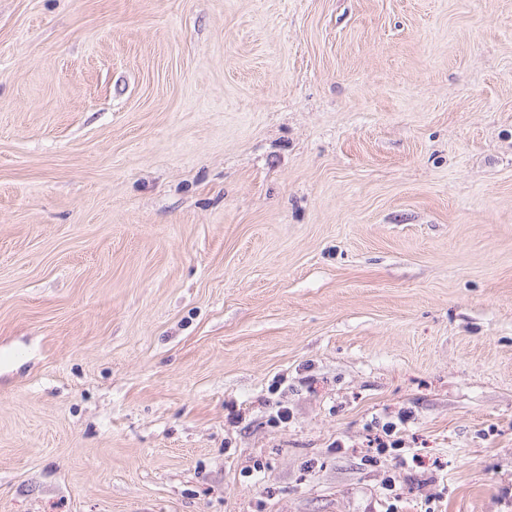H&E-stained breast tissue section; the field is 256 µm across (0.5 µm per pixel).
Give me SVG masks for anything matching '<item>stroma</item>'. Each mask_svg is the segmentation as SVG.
I'll list each match as a JSON object with an SVG mask.
<instances>
[{"mask_svg":"<svg viewBox=\"0 0 512 512\" xmlns=\"http://www.w3.org/2000/svg\"><path fill=\"white\" fill-rule=\"evenodd\" d=\"M0 512H512V0H0Z\"/></svg>","mask_w":512,"mask_h":512,"instance_id":"stroma-1","label":"stroma"}]
</instances>
